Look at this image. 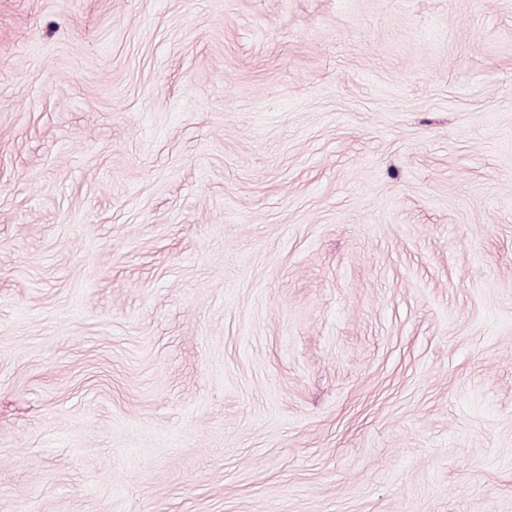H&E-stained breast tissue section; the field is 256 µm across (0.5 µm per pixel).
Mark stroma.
Wrapping results in <instances>:
<instances>
[{
  "instance_id": "35a3bbf8",
  "label": "stroma",
  "mask_w": 512,
  "mask_h": 512,
  "mask_svg": "<svg viewBox=\"0 0 512 512\" xmlns=\"http://www.w3.org/2000/svg\"><path fill=\"white\" fill-rule=\"evenodd\" d=\"M0 512H512V0H0Z\"/></svg>"
}]
</instances>
